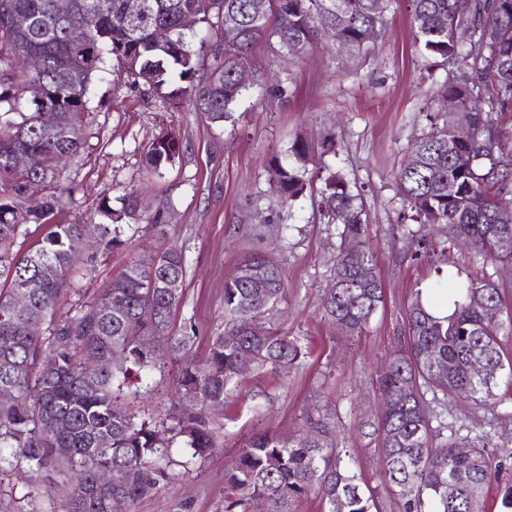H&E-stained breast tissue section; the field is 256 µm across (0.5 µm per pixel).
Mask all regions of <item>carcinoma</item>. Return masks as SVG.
Returning <instances> with one entry per match:
<instances>
[{
	"instance_id": "carcinoma-1",
	"label": "carcinoma",
	"mask_w": 512,
	"mask_h": 512,
	"mask_svg": "<svg viewBox=\"0 0 512 512\" xmlns=\"http://www.w3.org/2000/svg\"><path fill=\"white\" fill-rule=\"evenodd\" d=\"M52 2L0 0V390L11 391L0 401V512H132L134 503L162 493L220 447L224 403L240 390L243 364L286 376L310 354L308 339L274 326L287 283L282 269L265 267L260 255L245 258L224 282V326L201 358L195 324L175 322L184 292L163 287L169 278L186 281L178 246L149 252L158 260L150 269L142 257L131 258L105 288L88 294L80 286L87 242L114 248L125 230L136 232L143 222L163 235L166 212L143 218L140 192L130 190L117 197V208L105 196L87 221L56 224L74 188L65 185L62 169L43 161L75 160L89 148L91 115L111 106L96 98L104 77L171 108L187 104L222 125L249 93L236 86L239 68L254 70L252 87L265 85L255 58L259 44L299 57L314 48L319 30L334 27L337 48L364 49L375 42L379 0H142L137 15L125 12V0H72L65 16L52 11ZM406 3L425 57L455 62L471 75L446 85L444 95L459 110L427 114L414 164L395 174L402 224H446L482 266L511 264L512 250L495 243L507 229L497 214L512 208V159L491 160L489 150L492 114L512 112V0H473L472 11L458 17L454 0ZM16 13L30 26L15 29ZM188 14L197 18L193 29L182 24ZM227 21L241 29V41L224 43ZM487 27L495 32L491 41L481 36ZM160 30L167 32L164 41L157 39ZM30 54L42 59L37 71L27 67ZM46 105L56 109L52 122L43 119ZM461 124L477 130L472 141H455ZM332 151L330 140L316 147L297 137L286 155L268 159L267 172L285 201L319 183L321 219L340 229L333 283L319 311L334 334L360 336L384 307V287L361 194L335 167L315 165ZM18 152L32 155L30 167L12 163ZM182 155L180 137L163 130L147 147L143 167L162 178ZM457 155L468 156V164L457 165ZM31 184L43 191L37 209L27 205ZM32 224L50 231L24 251L20 239ZM21 293L44 314L39 335L21 327L14 304ZM452 298V313L440 320L426 311L420 290L411 292L397 348L378 379L383 398L406 394L384 410L376 428L383 482L399 512H480L485 488L512 470V456L484 447L458 453L451 434L434 443L436 416L427 403L495 404L501 388L512 397V358L503 349L512 340V309L484 275L458 282ZM244 306L253 310L248 327L237 322ZM489 307L498 315L487 316ZM147 308L153 318L143 321ZM93 358L101 360L95 368ZM475 363L485 371H474ZM170 365L176 402L162 415L138 408L140 387ZM339 423L337 409L316 407L297 430L244 439L224 473V512H253L258 503L265 512H297L298 503L312 499L319 512H385L358 459L336 438ZM21 464L36 485L19 494L11 478ZM101 470L112 472L108 487L97 481ZM62 480L70 489L57 502L52 490Z\"/></svg>"
}]
</instances>
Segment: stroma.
Here are the masks:
<instances>
[{
  "mask_svg": "<svg viewBox=\"0 0 512 512\" xmlns=\"http://www.w3.org/2000/svg\"><path fill=\"white\" fill-rule=\"evenodd\" d=\"M256 55L270 66L271 78L241 102L235 124L221 127L190 107L172 109L128 86L100 82L97 93L111 105L94 113L89 149L64 172L75 188L74 201L57 213L56 222L80 221L103 196L115 198L132 188L141 192L144 213L169 211L166 235L140 231L124 235L113 250L90 249L83 287H104L148 247L176 243L185 253L188 274L186 303L175 319H192L200 335L209 336L224 322L226 277L245 257L259 253L286 277L279 325L307 337L311 348L309 358L286 378L247 374L238 397L224 408L223 448L190 478L138 501L134 512H223L224 472L241 440L298 428L321 390L327 405L342 415L337 436L361 458L366 483L382 487L374 464L379 441L361 435L357 425L376 423L381 415L377 373L397 346L412 290L439 268L452 276L483 271L512 306V266L483 268L470 249L447 246L443 225L423 232L444 247V254L430 262L414 259V245L398 227L403 204L394 175L425 129L426 113L437 111L443 85L461 75L455 65L433 64L421 54L405 0H394L383 38L362 53L341 54L324 42L300 58L273 56L262 45ZM170 127L180 135L184 154L164 179L147 181L144 149ZM298 135L312 143L334 140L336 152L326 163L355 183L364 198L385 305L362 336L334 335L318 311L319 297L333 279L336 230L323 224L313 192L281 204L266 171L268 158L285 153ZM439 411L454 426L458 443L512 453V404L451 402Z\"/></svg>",
  "mask_w": 512,
  "mask_h": 512,
  "instance_id": "35a3bbf8",
  "label": "stroma"
}]
</instances>
